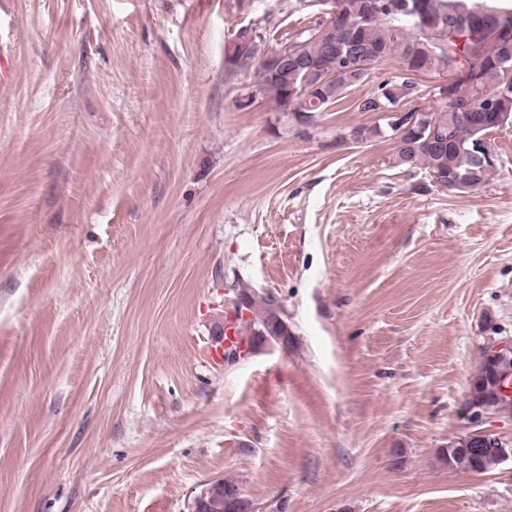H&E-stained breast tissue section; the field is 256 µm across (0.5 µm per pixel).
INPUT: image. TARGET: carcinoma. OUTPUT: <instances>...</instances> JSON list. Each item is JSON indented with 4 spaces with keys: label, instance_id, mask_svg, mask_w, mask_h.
Instances as JSON below:
<instances>
[{
    "label": "carcinoma",
    "instance_id": "1",
    "mask_svg": "<svg viewBox=\"0 0 512 512\" xmlns=\"http://www.w3.org/2000/svg\"><path fill=\"white\" fill-rule=\"evenodd\" d=\"M347 29L336 50L327 53L313 38L315 28L295 33L287 44L295 49L296 58L288 67L269 69L257 63L262 54L263 38L254 34L250 52L237 57L224 53L225 69L234 74L256 67L260 86L275 106L292 113L300 123L312 119L317 112L345 97L352 88L369 76L356 71L346 80L323 82L320 73L340 65L344 56L368 51L380 61L396 60L403 65V74L395 80H385L377 90L356 101L359 112H387L399 105V90L414 84L413 75L433 71L451 73L448 84L438 90L448 106L433 112L424 126L412 128L405 136L406 147L397 153L403 166H421L430 182L439 189L455 185V191L465 186L481 185L496 168L497 154L493 144L479 149L477 144L485 134L500 125V116L512 115V5L497 7L499 14L488 18L472 13L476 0H428L422 11L416 10L417 0H345ZM500 88L502 92L482 110L473 112V120L456 121L448 118V109L467 106L474 89ZM238 295L248 304L251 317L239 321L235 333L247 344L268 340L288 344V318L277 296L258 295L242 281L234 285ZM497 365L484 359L471 383L468 403L494 406L501 413L512 414L511 403L499 402ZM441 459L453 469L477 470L485 473L499 465L497 453L487 448L477 455L454 454L441 450ZM236 481L224 478V489L216 493L213 506L206 512H252L251 502L244 495L227 489Z\"/></svg>",
    "mask_w": 512,
    "mask_h": 512
}]
</instances>
